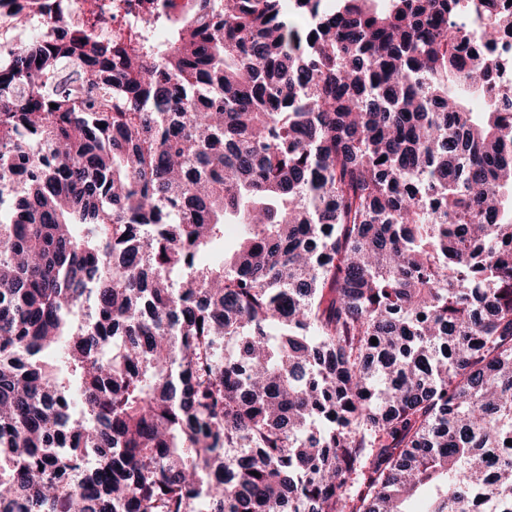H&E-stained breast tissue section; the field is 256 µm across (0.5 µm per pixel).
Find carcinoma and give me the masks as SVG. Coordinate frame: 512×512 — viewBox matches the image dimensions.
I'll return each instance as SVG.
<instances>
[{
    "label": "carcinoma",
    "mask_w": 512,
    "mask_h": 512,
    "mask_svg": "<svg viewBox=\"0 0 512 512\" xmlns=\"http://www.w3.org/2000/svg\"><path fill=\"white\" fill-rule=\"evenodd\" d=\"M154 2L162 44L0 45V512H512V90L470 111L461 0Z\"/></svg>",
    "instance_id": "carcinoma-1"
}]
</instances>
